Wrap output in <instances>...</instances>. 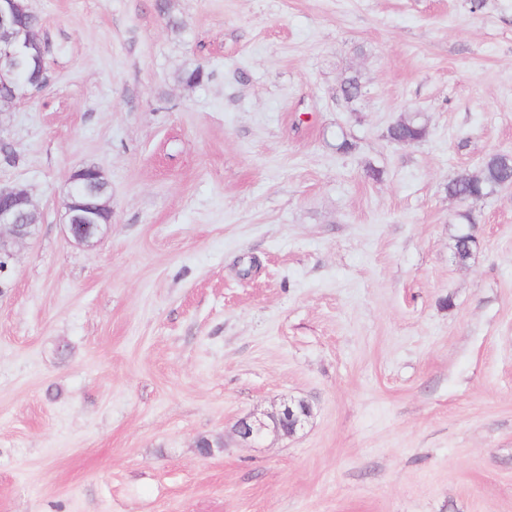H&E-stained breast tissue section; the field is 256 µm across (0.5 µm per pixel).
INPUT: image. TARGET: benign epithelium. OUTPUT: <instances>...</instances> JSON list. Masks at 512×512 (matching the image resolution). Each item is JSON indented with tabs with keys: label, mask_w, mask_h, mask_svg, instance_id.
<instances>
[{
	"label": "benign epithelium",
	"mask_w": 512,
	"mask_h": 512,
	"mask_svg": "<svg viewBox=\"0 0 512 512\" xmlns=\"http://www.w3.org/2000/svg\"><path fill=\"white\" fill-rule=\"evenodd\" d=\"M18 0H0V32H12L14 37L0 42V63L16 69L26 49L38 56L45 53L46 41L35 31H15ZM106 183L101 169L89 165L73 171L66 190L64 231L74 243L91 246L103 238L112 226L111 196L104 192ZM11 200L24 206L25 212L0 208V275L8 272V261L16 247L33 238L31 228L37 225V213L29 188L23 184L0 186V200ZM312 415V408L304 400L287 399L272 413H253L237 420L234 432L240 441L253 445L273 434L288 438L302 430Z\"/></svg>",
	"instance_id": "1"
}]
</instances>
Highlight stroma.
<instances>
[{
  "mask_svg": "<svg viewBox=\"0 0 512 512\" xmlns=\"http://www.w3.org/2000/svg\"><path fill=\"white\" fill-rule=\"evenodd\" d=\"M173 2L177 32L155 0H29L50 82L0 119L38 211L0 288V512H512V190L446 191L512 152V0ZM412 111L429 137L388 142ZM89 164L112 227L80 247ZM289 398L303 430L241 444ZM104 183L108 185L103 172L95 165L82 167L69 176L64 203V231L67 237L78 245H93L103 238L112 226L111 196L104 192L101 186ZM88 196L96 199L94 204L80 205L74 201L77 197ZM100 215L107 216L104 223L99 222ZM460 217L467 221V223L462 225L468 226V229H459L457 234L454 236V256L458 263L465 264L471 258L474 247L469 239L466 238L473 222L471 221L468 213L461 214Z\"/></svg>",
  "mask_w": 512,
  "mask_h": 512,
  "instance_id": "1",
  "label": "stroma"
}]
</instances>
